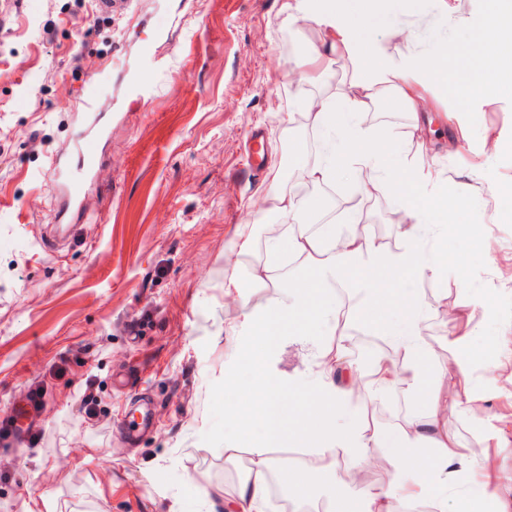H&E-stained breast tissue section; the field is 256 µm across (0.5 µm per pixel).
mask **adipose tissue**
<instances>
[{
    "mask_svg": "<svg viewBox=\"0 0 512 512\" xmlns=\"http://www.w3.org/2000/svg\"><path fill=\"white\" fill-rule=\"evenodd\" d=\"M394 53L367 47L364 38L345 27L324 28L318 45L299 58L302 66L328 72L339 59L352 62L354 73L342 91L326 99L310 100L307 118L322 131L335 133L325 159L307 172L325 183L349 172L369 179L370 193H387L400 200L409 221L400 225V243L382 245L371 231L339 235L335 225L308 231L303 214L315 211L311 198L273 188L264 196L266 218L282 224V233L266 243V261L253 268L254 291L243 305L242 317L265 344H272L278 326L290 315L289 296L275 287L277 269L287 260L313 266L317 275L299 281L300 299L314 288H342L351 304L346 329L331 344L312 353L313 388L303 398L279 405L273 379L255 368L247 406L236 408L242 423L258 421L266 428L265 443L251 450V464L240 478L226 512H266L271 478L284 489L314 488L317 473H329L336 462L362 470L381 459L391 473L381 488H357L358 512H512V472L501 458L512 453L503 431H483L476 438L480 460L471 459L448 433V418L477 399L476 387L464 363L448 366L438 359L422 334L431 315L430 303L414 294L397 292L402 279L439 280L448 273L445 258L429 251L418 220V177L401 162L395 142L381 140L358 117L373 111L383 95L395 96L405 111L419 114L428 95H454L466 103L473 77L495 73L512 82V32L498 18H489L482 31L488 54L474 57L469 76L449 80L445 59L417 50L411 35L398 32ZM380 323L401 365L379 352L360 357L352 346V328ZM370 392L399 390L410 408L401 423L380 428L365 421L355 399L356 385ZM292 414L296 429L289 436L294 447L310 449L322 462L319 471H293L270 453L280 441L283 414Z\"/></svg>",
    "mask_w": 512,
    "mask_h": 512,
    "instance_id": "ef3b65f1",
    "label": "adipose tissue"
}]
</instances>
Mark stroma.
I'll return each instance as SVG.
<instances>
[{
  "label": "stroma",
  "mask_w": 512,
  "mask_h": 512,
  "mask_svg": "<svg viewBox=\"0 0 512 512\" xmlns=\"http://www.w3.org/2000/svg\"><path fill=\"white\" fill-rule=\"evenodd\" d=\"M455 6L444 13L442 3ZM360 0L336 14L324 0H0V414L36 399L22 438L0 443V512H224L236 468L224 447L260 444L232 406L249 394L246 357L258 341L224 295L225 273L249 295L248 270L266 259L260 205L270 186L288 190V167L323 153L302 98L333 94L352 73L306 72L298 56L322 24L350 26ZM494 0H389L369 30L374 45L412 29L447 55L452 72L484 52L479 39ZM466 17L457 25L456 13ZM96 92L112 116L86 187L84 219L56 225L49 164L74 159L80 106ZM422 133L434 173L421 208L456 190L476 191L462 220L481 237H428L448 255V277L417 286L447 295L478 331L471 373L484 400L481 425L466 415L448 431L469 447L475 428L512 439V376L487 373L485 357L512 342V89L486 85L454 121L428 112ZM413 120L382 96L368 126L408 139ZM466 126L467 138L457 136ZM262 135L260 173L246 161ZM361 185L316 187L313 225L341 219L338 201ZM251 233L241 262L225 247L236 225ZM334 291L316 292L264 353L280 401L305 395L308 339L326 331ZM236 332L223 336L228 323Z\"/></svg>",
  "instance_id": "stroma-1"
}]
</instances>
